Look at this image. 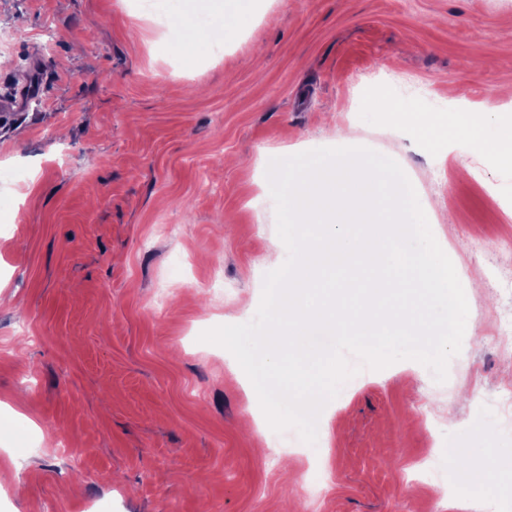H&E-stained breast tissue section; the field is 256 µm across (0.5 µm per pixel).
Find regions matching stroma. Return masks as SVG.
I'll use <instances>...</instances> for the list:
<instances>
[{
    "instance_id": "stroma-1",
    "label": "stroma",
    "mask_w": 512,
    "mask_h": 512,
    "mask_svg": "<svg viewBox=\"0 0 512 512\" xmlns=\"http://www.w3.org/2000/svg\"><path fill=\"white\" fill-rule=\"evenodd\" d=\"M189 6L223 56L174 52L141 0H0V100L20 104L0 118V512H468L432 486L471 440L481 466L512 445L493 339L512 170L424 152L414 103L395 125L354 102L388 98L389 72L512 124V0H249L231 28L234 0ZM353 117L450 213L436 238L481 286L446 381L360 368L312 456L295 429L260 433L249 378L198 337L254 319L284 248L259 206L269 161L342 146Z\"/></svg>"
}]
</instances>
